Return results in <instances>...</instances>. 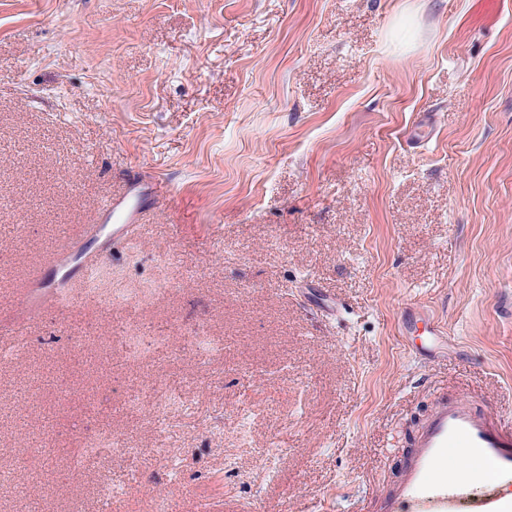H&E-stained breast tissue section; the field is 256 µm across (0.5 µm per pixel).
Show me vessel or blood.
<instances>
[{"instance_id":"b4317fda","label":"vessel or blood","mask_w":512,"mask_h":512,"mask_svg":"<svg viewBox=\"0 0 512 512\" xmlns=\"http://www.w3.org/2000/svg\"><path fill=\"white\" fill-rule=\"evenodd\" d=\"M147 196L135 181L101 205L100 221L110 225L113 239L126 242L136 235ZM98 264L78 241H65L29 285L27 314L45 301L69 297ZM510 475L512 419L498 413L491 399L478 403L463 391L443 392L411 439L400 480L369 490L365 498L375 512H512V490L500 483Z\"/></svg>"}]
</instances>
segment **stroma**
<instances>
[{
    "mask_svg": "<svg viewBox=\"0 0 512 512\" xmlns=\"http://www.w3.org/2000/svg\"><path fill=\"white\" fill-rule=\"evenodd\" d=\"M133 173L141 236L0 363V471L51 451L0 512H358L440 391L512 415V0H0V329Z\"/></svg>",
    "mask_w": 512,
    "mask_h": 512,
    "instance_id": "35a3bbf8",
    "label": "stroma"
}]
</instances>
